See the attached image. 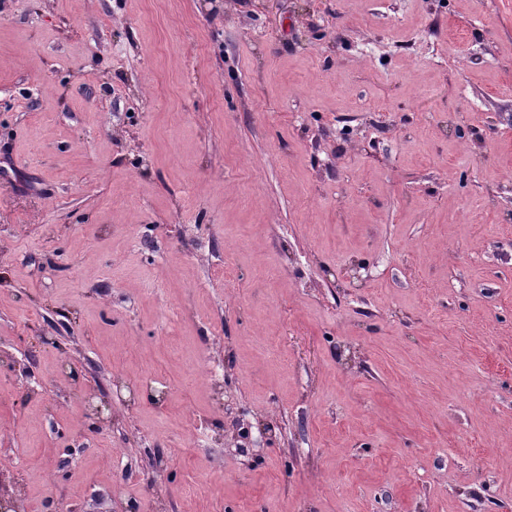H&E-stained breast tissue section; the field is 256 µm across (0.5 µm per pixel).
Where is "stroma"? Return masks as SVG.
Segmentation results:
<instances>
[{
	"label": "stroma",
	"mask_w": 512,
	"mask_h": 512,
	"mask_svg": "<svg viewBox=\"0 0 512 512\" xmlns=\"http://www.w3.org/2000/svg\"><path fill=\"white\" fill-rule=\"evenodd\" d=\"M29 355L22 512H512V0H0Z\"/></svg>",
	"instance_id": "35a3bbf8"
}]
</instances>
